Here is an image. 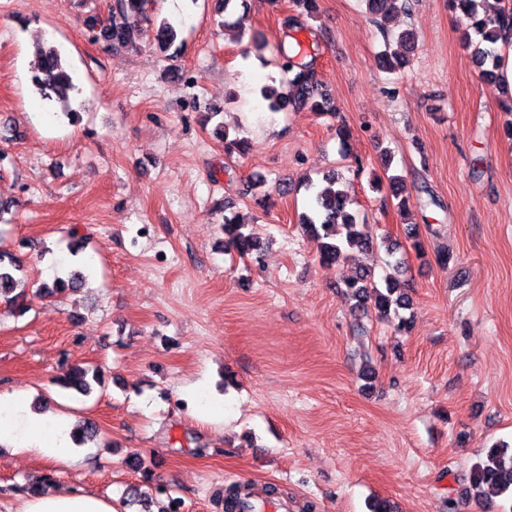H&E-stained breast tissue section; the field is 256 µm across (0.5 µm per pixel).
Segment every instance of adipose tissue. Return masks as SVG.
<instances>
[{"label": "adipose tissue", "mask_w": 512, "mask_h": 512, "mask_svg": "<svg viewBox=\"0 0 512 512\" xmlns=\"http://www.w3.org/2000/svg\"><path fill=\"white\" fill-rule=\"evenodd\" d=\"M76 418L66 413L33 410L23 391L0 393V447L24 457L52 460L59 471L75 458L72 435ZM15 512H115L112 502L80 486L45 491L16 501Z\"/></svg>", "instance_id": "ef3b65f1"}]
</instances>
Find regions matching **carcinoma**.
<instances>
[{"label":"carcinoma","mask_w":512,"mask_h":512,"mask_svg":"<svg viewBox=\"0 0 512 512\" xmlns=\"http://www.w3.org/2000/svg\"><path fill=\"white\" fill-rule=\"evenodd\" d=\"M160 2L116 0L106 18L90 14L86 25L94 37L114 46L137 50L146 39L174 58L181 49L176 44L178 33L167 20H156ZM366 2L375 23L382 27L396 14L410 15L418 0ZM452 3L466 20L463 45L471 50L483 77L498 79L501 49L512 43V0H504L503 7L492 16L480 14V0H452ZM134 17L144 20L147 27L142 29L131 24ZM36 55L40 67L34 85L37 94L42 100L59 107L65 116L74 118L77 110L72 107V100L77 87L59 48L46 40L38 45ZM277 56L283 73L282 87L265 86L261 90L262 100L269 111L280 112L289 107L294 110L308 107L323 114L334 111L333 92L322 87L315 68L303 61L301 52L288 51L282 45L277 48ZM337 183L336 171L329 170L323 174L320 184L309 185L313 189L312 199L300 223L302 231L316 243L320 262L327 266L335 264L347 248L363 251L374 248L373 239L359 230L360 224L351 211L352 200L338 188ZM224 211L225 246L239 257L261 264L263 245L253 234L243 232V216L235 212L228 201L224 203ZM15 271V259L0 254V297L23 312L27 306L18 298L11 297L16 284ZM402 274L401 262L397 261L390 266V272L385 274L380 284L374 280L371 270L360 267L354 276L344 281V295L355 301L357 307L371 301L381 318L393 321L397 332L406 333L410 330L411 318L401 315L400 311L409 309L411 297L401 288L399 276ZM82 280L80 272L72 271L65 278L57 277L52 283L43 284V288L51 295L75 292ZM93 382L102 384L100 372L91 374L88 369L77 367L60 380V386L87 394L91 392ZM469 481L476 496L512 497V452L509 445L500 443L489 448L485 459L471 469Z\"/></svg>","instance_id":"cac0c4a2"}]
</instances>
